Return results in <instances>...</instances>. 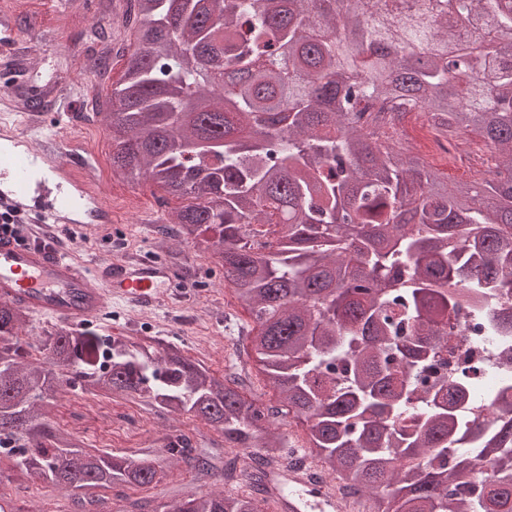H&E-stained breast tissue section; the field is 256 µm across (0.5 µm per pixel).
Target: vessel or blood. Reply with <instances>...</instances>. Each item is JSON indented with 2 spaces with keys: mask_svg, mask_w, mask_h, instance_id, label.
Returning a JSON list of instances; mask_svg holds the SVG:
<instances>
[{
  "mask_svg": "<svg viewBox=\"0 0 512 512\" xmlns=\"http://www.w3.org/2000/svg\"><path fill=\"white\" fill-rule=\"evenodd\" d=\"M22 32L10 17L0 18V70L21 73L27 65L21 49ZM51 95L27 94V104L46 117L67 104L49 80ZM59 140L36 142L31 129L9 121L0 113V297L37 316L75 326L98 322L122 303L153 309L163 289L179 288L184 273L163 259L146 257L86 265L43 240L23 242L13 225L85 230L112 222L98 193L87 182L75 179L60 159ZM287 494L277 496L273 512H360L359 504L336 495V484L323 482L310 491L306 479L288 472Z\"/></svg>",
  "mask_w": 512,
  "mask_h": 512,
  "instance_id": "1",
  "label": "vessel or blood"
}]
</instances>
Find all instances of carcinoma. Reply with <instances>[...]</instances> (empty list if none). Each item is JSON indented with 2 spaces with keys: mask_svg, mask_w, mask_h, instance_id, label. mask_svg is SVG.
Masks as SVG:
<instances>
[{
  "mask_svg": "<svg viewBox=\"0 0 512 512\" xmlns=\"http://www.w3.org/2000/svg\"><path fill=\"white\" fill-rule=\"evenodd\" d=\"M112 114V168L186 201L176 236L217 259L255 326L247 351L305 424L320 472L372 512H512V418L461 422L459 383L428 390L433 349L462 307L498 348L512 310V0H129ZM479 19L494 51L460 25ZM428 112L440 136L498 154L490 176L448 186L387 130ZM0 300V467L74 495L72 512H262L287 446L236 379L170 342L112 343ZM79 388L187 415L250 456L249 494L216 489L151 505L174 467L237 477L178 430L141 457L88 448L55 421ZM413 416L414 425L402 422Z\"/></svg>",
  "mask_w": 512,
  "mask_h": 512,
  "instance_id": "1",
  "label": "carcinoma"
}]
</instances>
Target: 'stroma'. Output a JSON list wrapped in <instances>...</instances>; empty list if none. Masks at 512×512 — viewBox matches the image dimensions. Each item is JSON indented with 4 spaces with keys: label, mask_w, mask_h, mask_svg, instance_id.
I'll use <instances>...</instances> for the list:
<instances>
[{
    "label": "stroma",
    "mask_w": 512,
    "mask_h": 512,
    "mask_svg": "<svg viewBox=\"0 0 512 512\" xmlns=\"http://www.w3.org/2000/svg\"><path fill=\"white\" fill-rule=\"evenodd\" d=\"M114 0H61L57 8L47 0H0V11L14 15L28 44V65L33 84L40 85L66 66H74L79 89L70 116L49 115L50 133L77 145L81 154L97 160V183L111 203L110 239L68 243L66 252L77 259L94 254L115 259L150 253L185 269L202 285L184 301L164 296L158 307L128 309L121 321L132 340L152 336L177 344L185 354L202 361L216 377H223L239 358L237 339L252 317L224 283V270L210 255L169 233V212L175 199H161L149 183L131 185L112 171V148L102 115L87 111L94 94L88 79L89 63L96 57L95 28H103L114 48L125 47L130 31L113 20ZM57 419L64 429L83 439L86 446L137 457L155 453L168 434L186 428L187 417L160 416L129 399L92 398L78 391L62 395Z\"/></svg>",
    "instance_id": "obj_1"
}]
</instances>
